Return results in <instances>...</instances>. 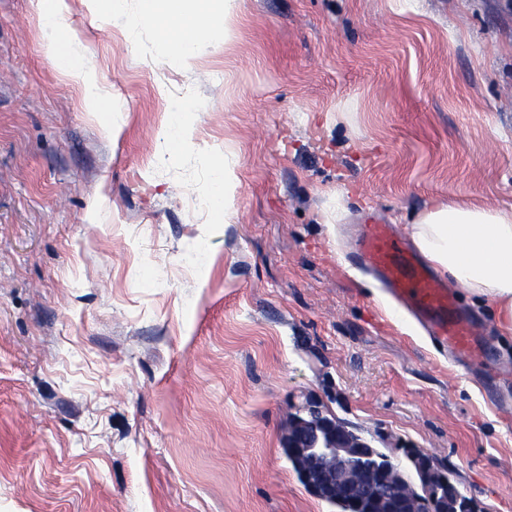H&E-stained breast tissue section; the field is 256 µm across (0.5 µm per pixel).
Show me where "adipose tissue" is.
Segmentation results:
<instances>
[{
	"label": "adipose tissue",
	"mask_w": 512,
	"mask_h": 512,
	"mask_svg": "<svg viewBox=\"0 0 512 512\" xmlns=\"http://www.w3.org/2000/svg\"><path fill=\"white\" fill-rule=\"evenodd\" d=\"M238 3L140 0L134 21L187 61L213 34L229 33ZM411 237L437 271L492 308L500 335H512V210L440 203L418 215Z\"/></svg>",
	"instance_id": "ef3b65f1"
}]
</instances>
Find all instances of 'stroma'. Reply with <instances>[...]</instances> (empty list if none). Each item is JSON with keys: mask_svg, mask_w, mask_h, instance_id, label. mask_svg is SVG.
<instances>
[{"mask_svg": "<svg viewBox=\"0 0 512 512\" xmlns=\"http://www.w3.org/2000/svg\"><path fill=\"white\" fill-rule=\"evenodd\" d=\"M46 5L0 0V512H333L283 450L309 395L512 512V340L458 293L469 371L346 260L368 212L512 208V0H240L187 63L138 0ZM190 111L188 103L183 100L173 99L169 102L173 123L172 150L179 149L189 136V128L185 125L183 117ZM231 187L232 172L228 167L224 166V169L222 167L216 176L213 194L211 196L212 208L221 216L222 222L224 217V223H228L231 218L228 206V193Z\"/></svg>", "mask_w": 512, "mask_h": 512, "instance_id": "obj_1", "label": "stroma"}]
</instances>
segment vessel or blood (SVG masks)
<instances>
[{
    "label": "vessel or blood",
    "instance_id": "vessel-or-blood-1",
    "mask_svg": "<svg viewBox=\"0 0 512 512\" xmlns=\"http://www.w3.org/2000/svg\"><path fill=\"white\" fill-rule=\"evenodd\" d=\"M355 262L378 274L392 295L406 309L426 316L434 339L465 356L475 365L486 362L477 328L467 320L451 317L456 299L421 265L388 225H363L356 240Z\"/></svg>",
    "mask_w": 512,
    "mask_h": 512
}]
</instances>
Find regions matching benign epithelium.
Returning a JSON list of instances; mask_svg holds the SVG:
<instances>
[{"label":"benign epithelium","instance_id":"obj_1","mask_svg":"<svg viewBox=\"0 0 512 512\" xmlns=\"http://www.w3.org/2000/svg\"><path fill=\"white\" fill-rule=\"evenodd\" d=\"M366 443L341 426L316 399H308L291 415L284 447L304 463L303 479L316 497L347 493L377 504L402 493L397 478L401 465H367L360 461ZM428 490L411 499L410 512H441Z\"/></svg>","mask_w":512,"mask_h":512}]
</instances>
